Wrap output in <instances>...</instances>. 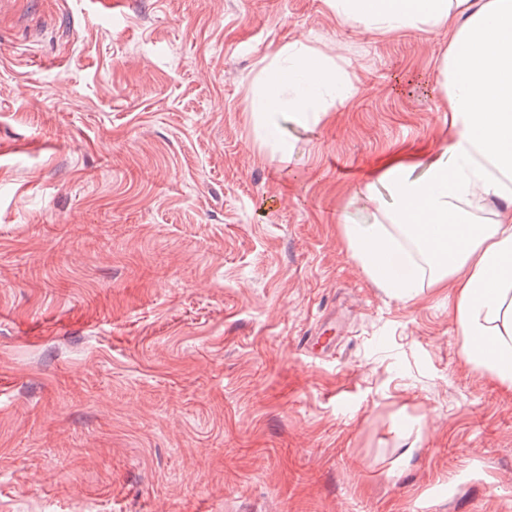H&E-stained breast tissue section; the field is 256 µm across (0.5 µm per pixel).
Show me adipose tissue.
Wrapping results in <instances>:
<instances>
[{"mask_svg": "<svg viewBox=\"0 0 512 512\" xmlns=\"http://www.w3.org/2000/svg\"><path fill=\"white\" fill-rule=\"evenodd\" d=\"M339 24L385 37L403 29L448 30L439 64L448 137L435 154L387 157L368 171L357 200L391 202L374 221L343 224L352 256L370 280L410 300L422 281H453L460 352L512 391V0H328ZM350 86L335 65L298 43L280 46L251 97L260 134L319 115L325 97ZM506 202L490 224L470 214ZM381 204V203H380Z\"/></svg>", "mask_w": 512, "mask_h": 512, "instance_id": "ef3b65f1", "label": "adipose tissue"}]
</instances>
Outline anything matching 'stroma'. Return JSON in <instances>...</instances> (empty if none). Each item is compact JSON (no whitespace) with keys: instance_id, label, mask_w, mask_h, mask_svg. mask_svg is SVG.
<instances>
[{"instance_id":"1","label":"stroma","mask_w":512,"mask_h":512,"mask_svg":"<svg viewBox=\"0 0 512 512\" xmlns=\"http://www.w3.org/2000/svg\"><path fill=\"white\" fill-rule=\"evenodd\" d=\"M286 42L352 90L283 165L249 102ZM447 50L325 0H7L0 512H512V391L452 288L391 297L340 226L379 157L441 145Z\"/></svg>"}]
</instances>
